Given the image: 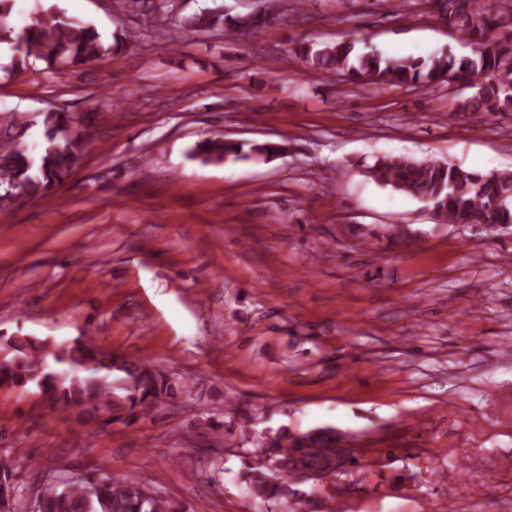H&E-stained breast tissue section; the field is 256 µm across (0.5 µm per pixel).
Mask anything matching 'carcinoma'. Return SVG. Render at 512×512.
<instances>
[{"instance_id":"1","label":"carcinoma","mask_w":512,"mask_h":512,"mask_svg":"<svg viewBox=\"0 0 512 512\" xmlns=\"http://www.w3.org/2000/svg\"><path fill=\"white\" fill-rule=\"evenodd\" d=\"M144 10L147 21L165 24L175 10L174 0H130ZM439 17L448 21L477 48L476 56L442 55L426 62L380 53L357 54L356 39L343 37L319 48L301 46L295 56L306 66L325 74L346 76L352 84L414 85L431 89L456 81L471 89L457 112L481 117L512 112V36L496 38L500 15L490 0H435ZM13 4L0 0V42L11 45L10 69L21 74L32 61L52 71L93 62L123 49L127 36L113 34L108 43L86 22L56 15L21 30L11 25ZM271 9L244 15H218L202 10L181 20L170 30L173 37L185 31L224 28L232 40L262 27ZM475 74L482 76L470 84ZM40 125L43 144L27 148L25 137ZM91 144L88 126L73 112L52 107L33 118L18 111H0V209L22 199H36L62 184L81 166ZM240 146H226L213 138L199 142L193 154L205 162L236 161L244 157ZM363 172L375 182L407 194L431 207L446 224H512V172L480 173L445 160L418 161L407 156L382 155L364 164ZM10 353L0 360V387H35L52 408L102 423L112 418L147 413L157 402L177 399L181 393L165 371L141 361L104 350L90 336L55 343L35 336L1 337ZM331 427L301 435L279 430L245 448L239 457L249 459L247 483L267 503L288 501V487L342 473L351 450L339 445ZM0 463L4 483L0 496L19 508L13 473ZM34 512H181L178 504L152 489L126 478L98 477L91 471L62 484L43 486Z\"/></svg>"}]
</instances>
